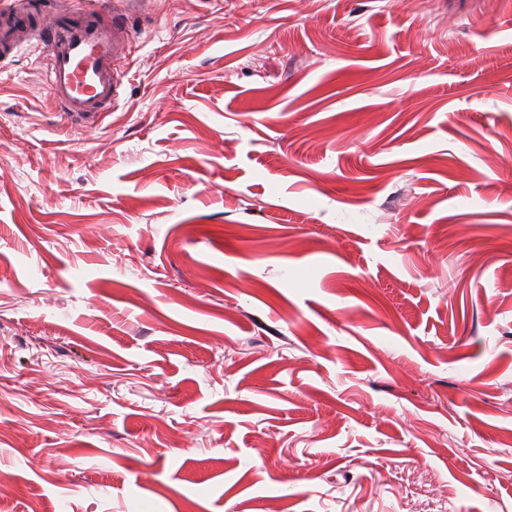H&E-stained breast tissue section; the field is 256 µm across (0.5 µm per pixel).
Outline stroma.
<instances>
[{
  "label": "stroma",
  "instance_id": "1",
  "mask_svg": "<svg viewBox=\"0 0 512 512\" xmlns=\"http://www.w3.org/2000/svg\"><path fill=\"white\" fill-rule=\"evenodd\" d=\"M130 25L0 66V512H512V0ZM112 24L100 22L110 13L107 1L27 0L11 24L0 26V56L8 58L22 45L24 34L34 36L45 54V77L50 93L71 125H97L112 112L123 93L119 63L131 46L128 21L144 15L145 0H116ZM36 22V25H32Z\"/></svg>",
  "mask_w": 512,
  "mask_h": 512
}]
</instances>
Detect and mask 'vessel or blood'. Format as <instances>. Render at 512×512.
Instances as JSON below:
<instances>
[{
  "mask_svg": "<svg viewBox=\"0 0 512 512\" xmlns=\"http://www.w3.org/2000/svg\"><path fill=\"white\" fill-rule=\"evenodd\" d=\"M146 0H26L12 23L0 26V57L34 36L45 54V77L61 114L73 125H97L123 92L120 62L131 46L130 18L143 15Z\"/></svg>",
  "mask_w": 512,
  "mask_h": 512,
  "instance_id": "1",
  "label": "vessel or blood"
}]
</instances>
